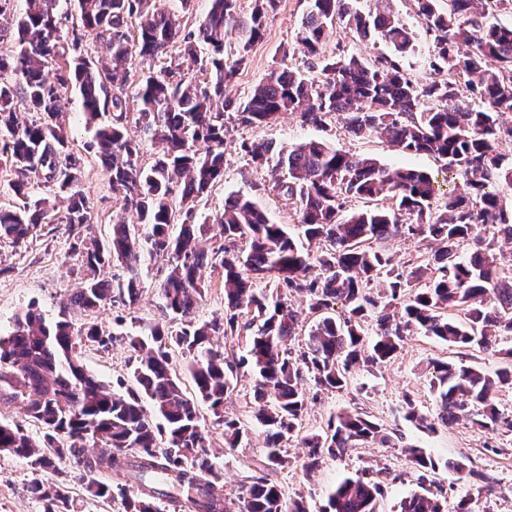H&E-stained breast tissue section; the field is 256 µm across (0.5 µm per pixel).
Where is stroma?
<instances>
[{"label":"stroma","instance_id":"1","mask_svg":"<svg viewBox=\"0 0 512 512\" xmlns=\"http://www.w3.org/2000/svg\"><path fill=\"white\" fill-rule=\"evenodd\" d=\"M306 7L307 0H279L277 9L266 17L263 36L250 50L246 66L228 87V97H247L267 77L272 66L282 60L308 77L317 76V68L296 42V32ZM357 7L363 12L378 8L389 11L411 29L414 48L402 58L401 64L413 79L429 80L432 44L414 12L412 0H357ZM340 50L360 55L370 62L390 52L383 42L351 39L345 27L337 25L329 31L324 51L332 56ZM67 109L72 114V148L83 171L82 187L94 202V233L104 241L110 236L113 222L123 219L134 224L138 218L135 213L122 209L107 177L86 150L89 137L81 120L77 95L68 94ZM226 137L228 156L224 180L199 204L196 220L200 223L212 221L222 211L230 194L241 193L254 197L276 223L297 224L292 201L273 189L276 173L272 165H253L248 156L238 150L244 142L264 141L280 148L318 139L336 148L375 158L388 167L411 166L436 175L441 172L439 162L433 157L400 154L378 134L353 137L346 133L343 120L337 118L329 120L322 128L301 125L295 116L288 114L268 125L233 123ZM80 265V259L71 254L70 241L61 228L43 229L19 246L0 243V336L8 335L16 314L30 306L46 318H56L65 296L79 286ZM165 267L166 263L161 259L145 260L141 270V296L133 307L108 305L93 313L76 310L70 314L74 325L95 321L112 333L109 349L89 344L80 351L83 365L106 385L135 388L133 369L136 361L127 337L138 332L142 325L163 322L158 285ZM454 356L453 349L445 343L417 334L408 337L397 357L382 367L353 369L348 390L340 394H322L311 401L303 422L305 432L320 431L325 428L330 415L358 407L385 428L397 430L400 438L391 447L373 445L354 449L340 459H326L309 474L302 468L303 448L297 442H288L285 447L288 465L271 474L284 499L305 498L311 512H321L329 492L339 481L349 475L370 471L382 484V512H398L401 499L417 489L414 469L405 452L406 446L414 445L424 448L436 460L438 468L434 479L445 491L447 506H454L458 499L470 495L476 501V512H512V434L480 432L463 424L429 432L416 428L404 418L403 396L407 393L413 394L423 412L435 413V401L429 389L432 363ZM233 385L234 391L225 409L239 417L248 428L249 440L238 448L228 449L220 430L213 428L208 433L212 451L224 472V493L229 497L242 493L246 478L257 472L266 454L262 428L253 414L254 378L240 374L234 377ZM453 461L462 463L463 471L450 469L449 464ZM473 470L492 478L494 490L477 491L469 476ZM81 474V468L74 464L60 466L55 472L39 471L27 460L0 452V512H44L42 503L28 492L29 486L37 481L65 487L73 504L72 512H123L119 501L88 496L82 486Z\"/></svg>","mask_w":512,"mask_h":512}]
</instances>
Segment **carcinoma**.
<instances>
[{
	"instance_id": "carcinoma-1",
	"label": "carcinoma",
	"mask_w": 512,
	"mask_h": 512,
	"mask_svg": "<svg viewBox=\"0 0 512 512\" xmlns=\"http://www.w3.org/2000/svg\"><path fill=\"white\" fill-rule=\"evenodd\" d=\"M69 2L104 58L84 54L82 35L63 37L59 0H24L19 11L15 0H0V17L13 22L0 47V168L12 175L8 192L17 200L0 207V243L18 245L62 224L85 272L57 319L30 308L0 337V401L25 404V416L43 431L38 443L22 425L0 424V449L42 471L78 459L87 469L86 492L108 498L117 490L124 512H160L156 501L180 495L186 512H309L302 497L284 504L279 486L261 474L248 477L244 495L224 496L223 470L208 448L198 403L222 427L225 447H238L248 429L224 412V401L234 375L248 370L255 419L264 428L265 470H276L288 463L283 446L307 412L305 384L318 393L342 392L352 369L389 362L415 333L458 356L432 363L436 416L407 393L405 419L431 432L468 423L512 433V416L496 405L498 392L512 386V349H499L500 337L512 335V256L501 250L512 243V197L504 193L512 191V157L501 152L512 144V25L495 18L512 13V0H448L446 11L437 0H415L433 45L435 78L423 84L399 65L414 36L393 14H364L355 0H308L296 40L317 60L321 79L281 64L240 100L227 98L225 89L278 0H255L246 19L238 0H209L191 26L175 13L150 9L152 0ZM340 22L360 41L386 43L393 56L371 65L354 54L325 55L326 31ZM145 57L158 62L156 70L137 71ZM188 57L198 64L197 78L185 72ZM72 89L112 193L139 216L136 225H112L105 243L93 235L92 201L70 148ZM20 105L31 119L19 118ZM284 113L315 127L341 118L350 135L376 132L401 153L430 155L461 183L441 200L433 174L386 167L323 141L277 151L265 142L243 143L252 163L273 160L285 174L276 188L295 200L301 235L272 222L251 198L231 195L216 220V245L200 246L205 229L195 223L196 207L224 179L226 116L260 125ZM130 125L140 138L129 136ZM146 144L155 150L149 164L140 160ZM40 185L54 198L36 196ZM352 198L368 206L344 217ZM396 237L416 241L430 256L394 262L385 243ZM147 255L167 261L159 283L166 324L127 336L137 359L136 389L123 392L78 361L83 344L107 349L112 334L95 322L75 327L68 311L133 306ZM114 264L122 272L98 278L97 269ZM205 266L221 275L224 314L196 322L192 315L207 291ZM298 297L312 324L294 351ZM214 336L243 342L245 354L213 347ZM474 348L504 355L506 366L489 373L465 364ZM176 350L194 385L191 396L176 372ZM376 443H394L393 432L362 411L342 410L326 429L301 438L303 468L313 471L327 458ZM87 446L95 449L89 457ZM406 453L418 491L401 501L399 512H444L443 489L431 480L438 463L417 446ZM97 473L121 481L113 488ZM29 492L46 502L45 512H69L64 488L35 482ZM381 495V482L347 477L323 512H379Z\"/></svg>"
}]
</instances>
